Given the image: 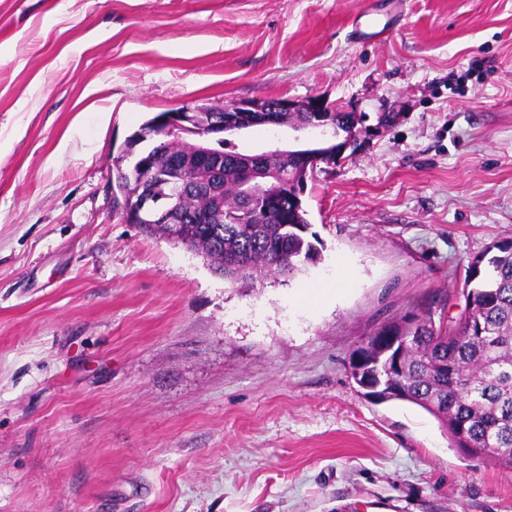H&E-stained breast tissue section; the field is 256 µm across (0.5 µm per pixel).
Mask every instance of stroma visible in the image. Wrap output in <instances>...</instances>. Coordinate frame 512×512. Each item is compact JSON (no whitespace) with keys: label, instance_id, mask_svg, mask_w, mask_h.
<instances>
[{"label":"stroma","instance_id":"35a3bbf8","mask_svg":"<svg viewBox=\"0 0 512 512\" xmlns=\"http://www.w3.org/2000/svg\"><path fill=\"white\" fill-rule=\"evenodd\" d=\"M368 3L0 0V512H512L511 467L349 368L512 239V0H400L361 44ZM251 99L369 134L307 183L319 262L244 288L109 185L148 118Z\"/></svg>","mask_w":512,"mask_h":512}]
</instances>
